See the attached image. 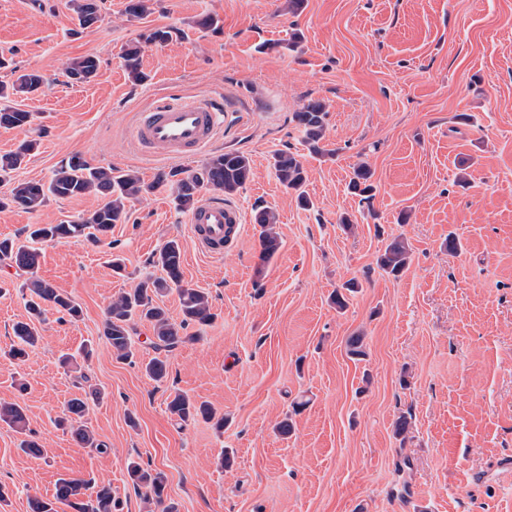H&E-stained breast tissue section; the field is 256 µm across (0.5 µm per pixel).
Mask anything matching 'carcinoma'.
<instances>
[{
    "instance_id": "cac0c4a2",
    "label": "carcinoma",
    "mask_w": 512,
    "mask_h": 512,
    "mask_svg": "<svg viewBox=\"0 0 512 512\" xmlns=\"http://www.w3.org/2000/svg\"><path fill=\"white\" fill-rule=\"evenodd\" d=\"M77 14L79 25L87 28L99 19L98 0H70ZM172 39V30L157 27L140 39L128 43L122 52V59L129 75L137 82L145 80L140 69L142 44H164ZM99 63L94 56H84L69 61L66 74L75 82H87L97 74ZM45 78L37 71L19 74L11 83L0 82V127L24 130L33 121L32 113L12 105V97L29 96L37 93ZM328 110L320 100L311 99L293 114V121L304 133V143L310 153L329 157L335 151L323 144L327 129ZM35 140H22L15 150L0 155V181L19 170L27 157L37 149ZM272 168L278 182L288 191L296 194L297 202L306 208L311 201L305 190L306 169L299 155L289 150H280L272 155ZM252 174L251 159L239 151H224L211 155L202 165L191 170L170 169L156 174L150 182L142 179L132 170H119L112 166L93 165L82 155L75 153L62 162L50 179L42 181H16L8 195L0 197V209L14 206L36 211L51 197L69 199L86 195L102 198V203L87 216L76 221L61 224H36L31 227L25 241L10 238L0 239V261L10 262L30 274L24 285L29 292L27 301L29 318L14 326L16 345L11 350L15 359L28 356L34 348L40 332L37 323L42 321L43 306L49 305L57 312L76 319L81 308L66 294L52 284L34 277L39 254L35 244L46 240L88 238L98 242L112 232V225L122 224L127 219V203L143 195L153 194L161 189H171L179 209L192 210L200 201L202 191H214L226 197L235 195L245 187ZM371 169L360 164L353 170L349 181L351 193L369 200L375 187ZM254 223L258 228L261 246L260 264L256 275L263 273L264 266L279 251L280 241L274 225L278 217L268 207L256 209ZM410 251L402 238H395L386 245L377 259L378 266L388 275L398 277L408 268ZM182 248L173 238L153 254L152 264L159 267L163 276L146 278L129 291L122 292L107 308L103 336L116 360L132 361L135 356V319L145 320L152 329L150 337L155 355L144 365L145 375L157 384L164 383L169 375V363L165 353L178 346L195 340L187 333L192 325L205 326L212 322L209 297L200 289L185 281L182 270ZM178 295L181 320L175 321L168 310L159 304V299L169 293ZM167 408L182 428L200 419L224 427V416L205 402H198L188 395L176 392L169 396ZM85 402L74 399L67 408V414L58 420V425H70L75 440L98 452L107 451L106 445L96 439L84 425L78 423L84 414ZM0 421L19 430L25 429L26 418L21 406L0 404ZM128 474L138 490H144V499L157 505L163 503L166 486L164 473L142 467L132 461ZM62 504L71 512H117L118 504L112 496L109 483H94L80 478L58 480L54 500H34L32 512H57L55 504Z\"/></svg>"
}]
</instances>
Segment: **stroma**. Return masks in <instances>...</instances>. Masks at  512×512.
Returning <instances> with one entry per match:
<instances>
[{
  "mask_svg": "<svg viewBox=\"0 0 512 512\" xmlns=\"http://www.w3.org/2000/svg\"><path fill=\"white\" fill-rule=\"evenodd\" d=\"M126 3L99 0V21L82 29L69 0H0V58L46 79L37 95L16 98L33 123L0 128V154L38 140L20 180H48L74 153L149 180L174 163L134 148L136 113L169 93L216 97L215 151L252 161L232 198L244 232L223 257L205 255L188 212L162 191L132 200L100 243H40L37 277L82 313L47 310L21 361L8 351L27 318V276L0 263V403H18L27 418L22 433L0 422V512H29L65 476L111 484L122 512H149L128 476L132 460L165 474L173 512H512L502 467L512 458V0H306L297 16L288 0H152L142 18L126 16ZM205 14L222 33L196 27ZM155 27L180 34L144 46L147 79L133 83L122 49ZM87 55L99 61L96 77L71 83L66 63ZM311 99L327 106L335 157L310 156L292 121ZM285 149L304 163L312 207L274 175L271 157ZM361 163L376 187L367 202L348 188ZM99 203L0 210V238L78 220ZM258 205L276 212L281 242L260 277ZM172 238L215 318L170 353L160 386L140 365L153 355L147 322L136 325L132 363L117 361L102 333L113 297L160 276L151 259ZM395 238L411 252L398 278L377 265ZM350 280L359 289L337 311L330 296ZM357 334L360 361L346 349ZM175 390L224 414V429L178 428L167 410ZM74 398L86 399L81 422L107 453L56 426ZM298 400L306 406L296 414ZM403 414L401 438L393 423ZM287 417L294 431L284 438L275 426ZM25 436L41 455L20 449Z\"/></svg>",
  "mask_w": 512,
  "mask_h": 512,
  "instance_id": "stroma-1",
  "label": "stroma"
}]
</instances>
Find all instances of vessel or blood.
I'll return each mask as SVG.
<instances>
[{
  "mask_svg": "<svg viewBox=\"0 0 512 512\" xmlns=\"http://www.w3.org/2000/svg\"><path fill=\"white\" fill-rule=\"evenodd\" d=\"M224 124L223 107L212 97L186 100L169 96L137 113L133 123L135 145L149 154L187 161L199 155ZM192 236L202 253L223 256L241 235V210L222 199L206 198L191 212Z\"/></svg>",
  "mask_w": 512,
  "mask_h": 512,
  "instance_id": "1",
  "label": "vessel or blood"
}]
</instances>
